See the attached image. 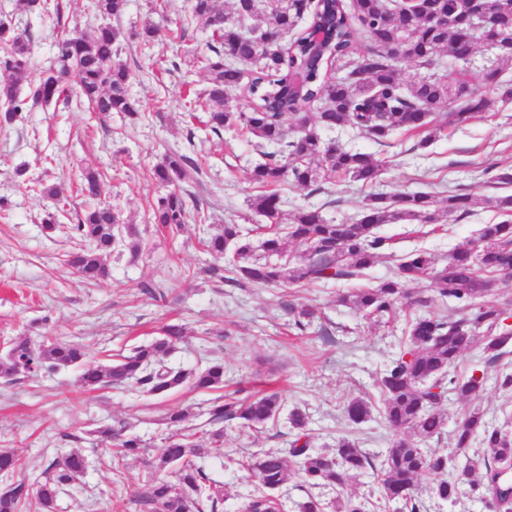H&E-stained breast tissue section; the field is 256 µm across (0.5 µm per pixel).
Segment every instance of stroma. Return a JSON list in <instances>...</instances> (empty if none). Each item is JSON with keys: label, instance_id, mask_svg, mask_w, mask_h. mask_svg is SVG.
I'll return each instance as SVG.
<instances>
[{"label": "stroma", "instance_id": "stroma-1", "mask_svg": "<svg viewBox=\"0 0 512 512\" xmlns=\"http://www.w3.org/2000/svg\"><path fill=\"white\" fill-rule=\"evenodd\" d=\"M189 5L190 0H127L117 22L124 31L147 22L157 30L154 40L125 42L120 53L134 75L129 91L139 103L141 119L37 106L29 121L0 129V197L12 203L8 215L0 218V354L19 336L35 343L62 337L104 362L150 340L163 324L180 322L187 337L170 356L171 366L197 368L221 358L225 393L240 399L279 393L286 409L308 412L314 447H334L339 436L349 433L360 447L384 450L398 440V433L377 414L351 426L342 408L355 397L379 402L375 383L395 349V332L402 322L381 327L355 309L337 305L339 288L333 284L237 288L215 282L209 274L221 261L204 251V233L243 223L252 215L247 198L259 192L250 177L257 156L245 134L227 130L196 150L204 177L189 179L187 187L200 199L205 221H190L174 237L155 233L148 222L150 202L159 192L151 171L165 153L184 146L186 97L207 84L202 60L208 32L175 35ZM485 96L488 110L464 126H451L445 114H437L445 134L424 149L415 148L414 138L404 134L386 145L347 132L341 138L384 161L379 191L421 189L442 200L449 189L460 186L479 197L493 196L496 187L477 178L476 170L491 164L512 166V104H503L493 90ZM21 164L27 165L30 177L62 187L72 215L90 205L77 191L81 171L90 167L103 172L109 201L139 232V256L126 247L116 249L107 259L109 279L84 283L64 262L75 245L68 230L51 239L40 229L41 218L55 210L56 199L19 192L14 170ZM500 219L496 211L479 208L464 219L449 217L434 232L418 224L384 225L382 233L391 237L395 255L376 264L363 284H379L393 272L395 256L415 248L445 259L455 247L473 242L480 225ZM146 283L163 288L165 301L145 295ZM300 302L317 307L318 324L329 329V336L292 334L287 306ZM212 330L227 332V339L205 341V332ZM474 369L489 377L478 401L481 410L487 419L500 418L512 395L494 380L512 372V354L489 366L481 348H473L461 358L457 372L466 376ZM78 376V369L68 368L39 377H0V448L14 451L20 464L17 476L32 480L66 451V435L80 436L89 465L80 481L59 494L56 512H141L136 498L144 490L145 461L158 455L171 434L165 420L168 408H189V423L195 426L204 421L215 394L186 387L155 398L122 388L88 391ZM123 421L143 440L145 455L117 466L98 430ZM288 430L284 418L273 431L225 425L223 447L210 449L199 460L211 478L235 491L222 512H241L259 486L256 473L233 466V459L265 448H287Z\"/></svg>", "mask_w": 512, "mask_h": 512}]
</instances>
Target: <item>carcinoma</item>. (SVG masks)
Segmentation results:
<instances>
[{"mask_svg": "<svg viewBox=\"0 0 512 512\" xmlns=\"http://www.w3.org/2000/svg\"><path fill=\"white\" fill-rule=\"evenodd\" d=\"M127 0H96L95 12L104 18H119ZM481 10L497 14L495 27L475 25ZM453 13L458 28L437 32L430 17ZM61 20L58 0H12L0 4V123L12 125L26 119L27 105L62 104L61 111L85 101L94 112L140 116L128 86L131 73L119 61L120 42L151 38L156 29L147 22L142 30L123 32L109 24L91 34L74 27L53 37L55 64L31 82L32 57L29 42L20 32L21 18ZM202 26L211 30L207 42L208 85L186 102L189 146L226 129H240L250 139L258 162L251 180L262 188L249 200L253 213L264 224H226L203 239L210 254L224 260L212 275L228 285H282L304 287L336 282L353 284L391 249V238L379 228L385 224H438L434 196L404 189L393 194L376 192L381 182V161L358 148L343 146L328 138L337 129H347L379 144L397 133L418 138L426 148L444 133L435 114L448 113V124L457 127L473 114L485 111L488 101L473 91L462 96L458 88L469 86L464 69L454 73L453 83L440 73L446 65L448 43L458 42L451 62H466L469 49L482 41L503 45L500 60L485 70L481 84L512 99V81L504 78L503 63L512 61V0H233L224 11L220 0H190V9L180 22L181 34ZM327 27L331 37L321 54L310 57L306 30ZM368 33L371 46L358 52L359 30ZM401 43L404 59L425 69L412 84H402L397 75L399 59L389 48ZM251 68L247 93L251 107L237 111L229 92L243 78V66ZM302 69L307 86L302 96L290 98L284 87L290 75ZM202 174L188 150H171L153 169V179L164 192L153 201L149 220L172 235L181 232L192 218H199L197 197L183 187L187 169ZM20 187L60 199L62 191L26 179ZM479 176L497 185H511L512 171L488 166ZM336 177L348 178L372 189L355 215L340 220L328 215L332 202L310 204L295 210L291 221L280 222L289 204L282 192L285 184L318 195L324 184ZM81 192L90 198L104 194L102 174L88 170L81 177ZM448 213L472 214L474 196L458 188L446 199ZM486 204L503 216L479 229L476 242L454 250L442 266L434 256L416 249L395 259L393 276L374 288H352L339 294L376 323L387 325L408 307L403 286L428 279L435 293L453 303V313L414 314L406 319L397 349L388 357L378 380L383 397L379 413L396 430L409 434L371 456L348 435L336 439L327 451L311 444L308 416L291 411V427L285 451L265 450L240 462L256 472L260 486L248 495L244 512H283L278 491L295 477L311 488L342 491L358 475L376 472L379 499L375 502L336 498V512H419L418 484L428 478L438 506L454 507L464 494H473L489 512H512V485L502 476L512 473V413L493 423L474 408L457 423L453 440L465 452L477 444L482 452L466 458L461 468L448 456L424 447L441 434L447 424L443 402L448 392L476 399L487 380L484 371L463 378L451 375L459 359L475 345H482L487 363H496L512 343V312L484 300L485 275H504L512 270V194L493 196ZM69 230L85 246L68 256V264L84 279L99 281L110 276L107 257L115 245L136 235L133 225L120 218L107 202H99L77 216ZM299 249L288 253V245ZM292 326L304 334L311 327L315 310L310 304L290 308ZM185 327L166 324L152 341L134 346L128 354L109 363L87 359L81 345L49 340L39 347L29 338H16L0 356V377L23 374H53L62 369H80L82 387L99 390L126 385L146 396H163L190 387L216 391L224 388V362L212 360L203 368L172 367L167 358L184 340ZM374 405L355 397L344 405V418L352 425L371 419ZM282 402L276 392L251 399L224 397L215 400L205 426L195 432L173 434L159 456L148 463L150 477L139 503L149 512H219L224 492L213 487L206 471L196 463L206 446L224 438V423L244 428L266 429L277 425ZM97 433L110 442L112 457L122 462L137 456L142 441L126 434V426L106 427ZM87 459L72 448L46 468L44 479L27 485L20 481L0 491V512H19V506L35 496L40 512H54L59 492L80 479Z\"/></svg>", "mask_w": 512, "mask_h": 512, "instance_id": "1", "label": "carcinoma"}]
</instances>
